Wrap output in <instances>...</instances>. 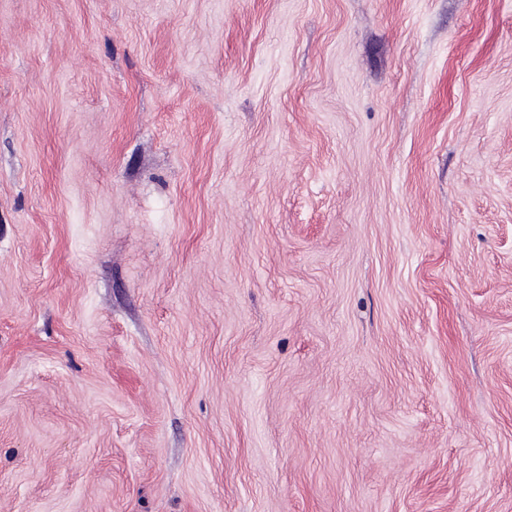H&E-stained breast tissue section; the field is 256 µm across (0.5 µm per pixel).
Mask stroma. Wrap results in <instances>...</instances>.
<instances>
[{
  "label": "stroma",
  "mask_w": 512,
  "mask_h": 512,
  "mask_svg": "<svg viewBox=\"0 0 512 512\" xmlns=\"http://www.w3.org/2000/svg\"><path fill=\"white\" fill-rule=\"evenodd\" d=\"M0 512H512V0H0Z\"/></svg>",
  "instance_id": "obj_1"
}]
</instances>
